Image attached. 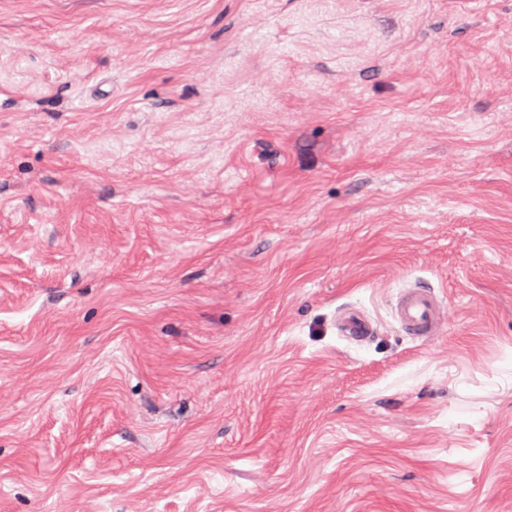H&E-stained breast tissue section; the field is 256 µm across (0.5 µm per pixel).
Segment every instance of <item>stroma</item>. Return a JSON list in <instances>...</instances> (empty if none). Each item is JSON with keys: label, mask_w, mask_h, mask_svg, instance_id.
Segmentation results:
<instances>
[{"label": "stroma", "mask_w": 512, "mask_h": 512, "mask_svg": "<svg viewBox=\"0 0 512 512\" xmlns=\"http://www.w3.org/2000/svg\"><path fill=\"white\" fill-rule=\"evenodd\" d=\"M0 512H512V0H0ZM392 309L401 328L417 339L440 336L448 324L449 309L427 288H404L396 296ZM337 330L340 336L349 341L360 342L369 338L373 326L368 316L361 310L350 308L344 310L338 317Z\"/></svg>", "instance_id": "obj_1"}]
</instances>
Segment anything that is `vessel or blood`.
<instances>
[{"label": "vessel or blood", "mask_w": 512, "mask_h": 512, "mask_svg": "<svg viewBox=\"0 0 512 512\" xmlns=\"http://www.w3.org/2000/svg\"><path fill=\"white\" fill-rule=\"evenodd\" d=\"M393 317L410 336L429 340L443 333L449 312L431 290L417 286L398 293L393 304ZM337 330L345 339L359 342L372 335L373 326L363 311L350 308L339 315Z\"/></svg>", "instance_id": "b4317fda"}]
</instances>
